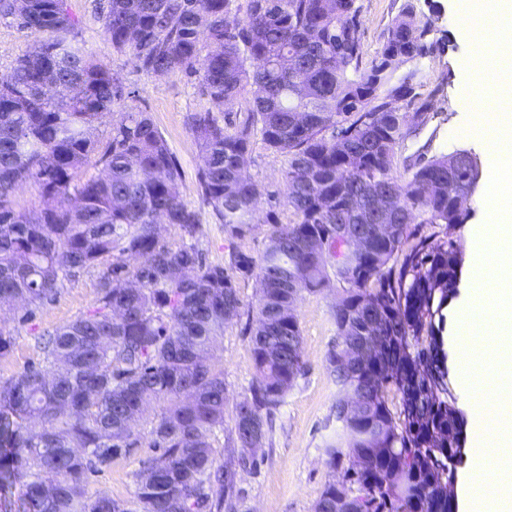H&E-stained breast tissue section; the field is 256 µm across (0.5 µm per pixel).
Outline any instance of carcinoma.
<instances>
[{
    "instance_id": "obj_1",
    "label": "carcinoma",
    "mask_w": 512,
    "mask_h": 512,
    "mask_svg": "<svg viewBox=\"0 0 512 512\" xmlns=\"http://www.w3.org/2000/svg\"><path fill=\"white\" fill-rule=\"evenodd\" d=\"M104 0V35L147 73L199 80L211 108L189 127L199 148L203 200L232 238L253 228L261 196L239 169L256 137L287 158L296 221L272 225L259 259L237 252L208 265L193 240L200 214L181 198V167L149 113L122 104L112 72L74 45L66 0H0V18L46 35L0 74V308L20 323L53 300L74 273L99 268L96 308L39 337L42 363L0 379V471L23 480L28 512H213L232 496L212 435L224 427V371L210 352L241 316L237 275L261 289L251 336L250 395L236 403L234 434L265 435L262 411L279 405L303 372L296 297L335 282L338 344L328 356L339 392L341 441L364 457L346 487L325 485L354 512H448L444 487L464 460L465 418L450 388L442 332L458 295L461 258L451 231L480 168L467 150L433 156L408 181L394 179L393 145L419 101L417 74L398 66L424 54L431 23L407 7L388 28L370 71L356 0ZM66 87L57 97L44 84ZM245 104L229 130L224 113ZM112 115L106 140L92 136ZM33 184L40 208L20 206ZM395 193L390 232L350 236L374 222ZM182 243L161 238L159 223ZM439 231L428 236L420 226ZM399 396L389 402L388 393ZM151 424L153 456L137 474L136 510L88 495L85 474L140 447L136 419Z\"/></svg>"
}]
</instances>
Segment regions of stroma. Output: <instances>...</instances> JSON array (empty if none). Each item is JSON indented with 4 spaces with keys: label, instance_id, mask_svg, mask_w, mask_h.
Wrapping results in <instances>:
<instances>
[{
    "label": "stroma",
    "instance_id": "1",
    "mask_svg": "<svg viewBox=\"0 0 512 512\" xmlns=\"http://www.w3.org/2000/svg\"><path fill=\"white\" fill-rule=\"evenodd\" d=\"M99 0H67L68 11L77 23L78 46L108 67L125 88V103L149 113L182 168L179 192L182 199L199 210L201 227L195 240L205 263L228 265L232 252L257 257L263 252L271 223L287 228L295 217L286 199L284 170L287 159L255 140L248 157L247 173L260 188L263 197L254 215V229L245 238H230L224 226L202 200L197 171L199 149L191 134L188 117L208 109L209 100L195 79L181 74H145L126 55L113 52L105 40L98 10ZM363 32V68H370L380 51L384 35L392 21L406 6H413L419 17H433L429 41L448 38L446 49H434L412 65L419 71L418 92L432 100L434 108L424 115L419 126L409 128L405 139L393 147L392 174L405 181L417 156L450 154L459 149L487 157L488 144L476 133L479 103H491V96L475 100L472 91L482 77L469 66L479 47L463 30L462 0H357ZM37 33L0 19V72L8 71L16 59L37 40ZM491 178L483 168L477 192L465 203L468 219L456 225L452 239L462 258L459 294L448 307L443 331L444 350L452 352V338L458 331L457 311L464 306L475 285L474 269L483 249L482 230L489 222L486 202ZM97 270H82L66 282L57 297L44 304L25 324H14L16 337L12 355L0 360V379L41 362L42 354L35 338L62 326L95 306ZM342 293L341 285L320 293H302L296 315L302 329L304 369L283 402L272 409L271 428L256 451L255 468L240 472V491L235 512H313L325 484L339 480L341 469L330 468L325 450L341 432L336 420L338 396L336 381L328 368V355L335 348L336 327L331 311ZM248 318L233 321L213 351V363L223 369L227 387L224 428L217 431L213 446L218 459H225L234 445L235 405L249 393L253 378ZM148 447L136 454L120 457L110 467L89 474L90 495L106 494L132 501L135 474L149 456Z\"/></svg>",
    "mask_w": 512,
    "mask_h": 512
}]
</instances>
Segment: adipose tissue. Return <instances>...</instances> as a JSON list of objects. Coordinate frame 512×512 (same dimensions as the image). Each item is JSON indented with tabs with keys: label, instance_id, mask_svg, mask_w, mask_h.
Listing matches in <instances>:
<instances>
[{
	"label": "adipose tissue",
	"instance_id": "obj_1",
	"mask_svg": "<svg viewBox=\"0 0 512 512\" xmlns=\"http://www.w3.org/2000/svg\"><path fill=\"white\" fill-rule=\"evenodd\" d=\"M512 26V0H474L464 17V28L470 34L487 33L492 43L489 52L474 61L478 71H488L492 59L512 58V43L500 40V32Z\"/></svg>",
	"mask_w": 512,
	"mask_h": 512
}]
</instances>
